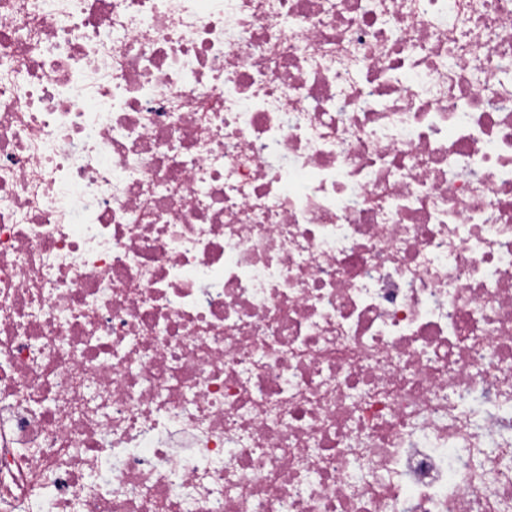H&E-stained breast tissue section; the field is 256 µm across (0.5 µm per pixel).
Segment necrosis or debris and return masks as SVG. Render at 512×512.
I'll return each mask as SVG.
<instances>
[{"instance_id":"4bbe7bcc","label":"necrosis or debris","mask_w":512,"mask_h":512,"mask_svg":"<svg viewBox=\"0 0 512 512\" xmlns=\"http://www.w3.org/2000/svg\"><path fill=\"white\" fill-rule=\"evenodd\" d=\"M0 512H512V0H0Z\"/></svg>"}]
</instances>
